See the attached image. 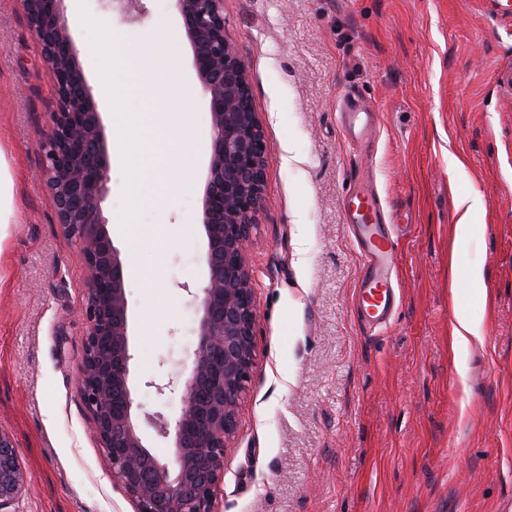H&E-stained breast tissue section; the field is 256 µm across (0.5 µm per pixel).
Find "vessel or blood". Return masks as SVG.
I'll use <instances>...</instances> for the list:
<instances>
[{
	"mask_svg": "<svg viewBox=\"0 0 512 512\" xmlns=\"http://www.w3.org/2000/svg\"><path fill=\"white\" fill-rule=\"evenodd\" d=\"M346 220L362 231L357 240L364 269L358 311L367 323L383 324L396 305L390 274L395 242L379 196L371 190L357 192L347 206Z\"/></svg>",
	"mask_w": 512,
	"mask_h": 512,
	"instance_id": "vessel-or-blood-1",
	"label": "vessel or blood"
}]
</instances>
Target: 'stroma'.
<instances>
[{
	"mask_svg": "<svg viewBox=\"0 0 512 512\" xmlns=\"http://www.w3.org/2000/svg\"><path fill=\"white\" fill-rule=\"evenodd\" d=\"M129 22L104 0L62 7L89 86L81 13L124 47L168 35L192 100L191 186L123 227L120 141L103 98L108 230L126 264L131 379L139 414L175 419L198 346L207 280L201 197L208 102L173 0H142ZM224 34L244 58L267 142L265 202L247 263L257 361L226 452L216 512H512V13L498 0H224ZM376 112L360 145L345 97ZM57 101L20 0H0V156L13 214L0 226V429L31 489L19 512H136L114 481L78 392L87 273L36 174ZM464 163L450 176L448 157ZM372 177L398 243V306L366 329L362 269L345 202ZM485 209L469 238L459 197ZM461 290L451 295L448 257ZM481 270L479 298L468 276ZM482 334L451 346L455 308Z\"/></svg>",
	"mask_w": 512,
	"mask_h": 512,
	"instance_id": "obj_1",
	"label": "stroma"
}]
</instances>
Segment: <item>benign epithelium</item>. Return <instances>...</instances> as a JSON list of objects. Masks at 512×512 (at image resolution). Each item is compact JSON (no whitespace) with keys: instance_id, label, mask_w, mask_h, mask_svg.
<instances>
[{"instance_id":"benign-epithelium-1","label":"benign epithelium","mask_w":512,"mask_h":512,"mask_svg":"<svg viewBox=\"0 0 512 512\" xmlns=\"http://www.w3.org/2000/svg\"><path fill=\"white\" fill-rule=\"evenodd\" d=\"M54 79L57 112L41 179L58 224L78 250L87 288L79 395L112 479L137 512H214L224 455L256 362V308L246 255L264 204L266 141L246 65L224 36V0H174L208 99L210 161L202 198L208 280L200 288L198 350L174 423L139 417L131 386L126 265L102 215L110 180L104 129L63 16V0H21ZM172 438L164 462L143 443L140 421ZM28 478L0 429V512H16Z\"/></svg>"}]
</instances>
